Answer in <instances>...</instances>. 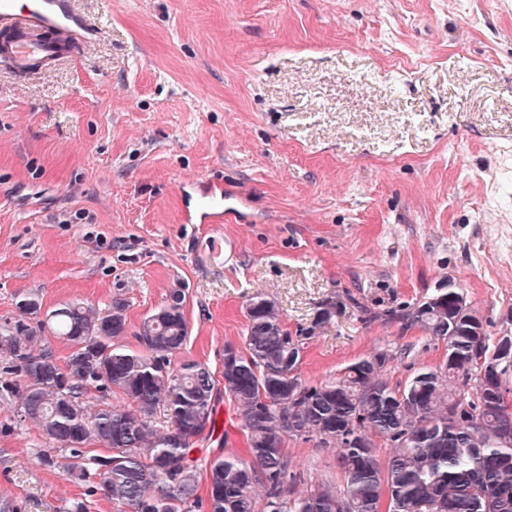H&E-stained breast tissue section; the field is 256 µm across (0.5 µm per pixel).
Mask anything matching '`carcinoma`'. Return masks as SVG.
<instances>
[{
	"label": "carcinoma",
	"mask_w": 512,
	"mask_h": 512,
	"mask_svg": "<svg viewBox=\"0 0 512 512\" xmlns=\"http://www.w3.org/2000/svg\"><path fill=\"white\" fill-rule=\"evenodd\" d=\"M453 288L397 317L448 345V361L416 373L404 387L385 378L411 346L381 349L345 368L333 381L302 383L304 338L283 327L277 304L257 293L247 304L244 347L224 344V394L237 410L250 460L208 459V496L198 495L194 445L215 432V378L197 362L172 363L188 336L186 294L173 288L146 316L127 348L126 302L105 309L69 302L43 315L28 297L0 322V361L21 380L0 387L17 401V418L32 422L71 455L62 471L96 479L117 512H376L389 497L397 512H512V442L503 439L512 390V361L499 355L483 320L457 306ZM67 341L59 359L52 337ZM97 393L88 409L86 397ZM461 421L448 422V405ZM173 424L156 428L157 415ZM317 437L338 449L343 483L315 485L290 496L285 438ZM379 437L392 448L386 465ZM98 444L107 453L85 456Z\"/></svg>",
	"instance_id": "cac0c4a2"
}]
</instances>
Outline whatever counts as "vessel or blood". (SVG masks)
<instances>
[{"instance_id":"vessel-or-blood-1","label":"vessel or blood","mask_w":512,"mask_h":512,"mask_svg":"<svg viewBox=\"0 0 512 512\" xmlns=\"http://www.w3.org/2000/svg\"><path fill=\"white\" fill-rule=\"evenodd\" d=\"M100 30L75 12L72 0H0V65L19 77L41 74L63 56H78L95 43ZM181 192L189 203L186 221L211 224L227 212L228 195L220 182L210 183L193 200L192 184H184Z\"/></svg>"}]
</instances>
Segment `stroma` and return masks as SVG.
I'll return each mask as SVG.
<instances>
[{
    "label": "stroma",
    "instance_id": "stroma-1",
    "mask_svg": "<svg viewBox=\"0 0 512 512\" xmlns=\"http://www.w3.org/2000/svg\"><path fill=\"white\" fill-rule=\"evenodd\" d=\"M102 26L45 76L0 66V319L37 296L128 303L133 331L186 291L175 363L221 374L246 305L309 332L316 385L409 343L391 384L445 343L392 311L452 287L488 334L512 323V0H75ZM245 199L189 224L182 183ZM335 302L331 321L320 309ZM50 439L0 401V503L116 512L38 462ZM292 494L340 483L336 451L289 438Z\"/></svg>",
    "mask_w": 512,
    "mask_h": 512
}]
</instances>
